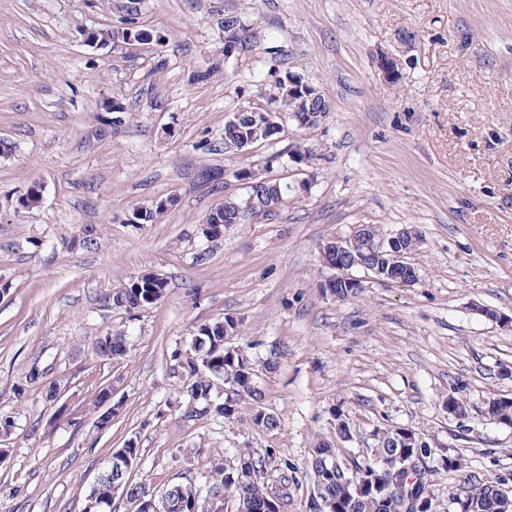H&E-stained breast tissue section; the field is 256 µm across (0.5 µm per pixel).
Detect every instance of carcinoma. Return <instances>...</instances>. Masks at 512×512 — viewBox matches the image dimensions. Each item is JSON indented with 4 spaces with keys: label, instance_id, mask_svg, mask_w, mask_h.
<instances>
[{
    "label": "carcinoma",
    "instance_id": "cac0c4a2",
    "mask_svg": "<svg viewBox=\"0 0 512 512\" xmlns=\"http://www.w3.org/2000/svg\"><path fill=\"white\" fill-rule=\"evenodd\" d=\"M255 129L252 113L230 118L224 124V138L247 141ZM224 174L255 183L254 191L264 199L289 194L288 186L267 180L260 172L245 169L224 170ZM242 201L230 198L210 211L206 220L223 227L240 218ZM166 210L157 206L141 209L132 215L137 224H155ZM166 285L156 280L151 271L140 274V291L127 293L116 288L102 298L103 305L133 312L154 304L165 296ZM239 330L226 315L197 328L184 351L172 354L177 369L186 383L187 397L183 416L193 418L198 412L237 420L241 396L250 397L257 410L251 414L252 428H274L277 419L261 413L263 393L257 385L256 362L230 342ZM97 354L119 360L127 354V338L122 333L101 336L96 343ZM400 428L391 427L378 433L375 448L366 456L339 454L335 444L321 439L312 448L309 471L313 481L315 507L323 512H425L434 506L431 476L443 470L462 472L458 492L450 500L459 512H512V498L499 497L497 487L505 479L484 480L469 469L463 455L432 445L415 433L404 442ZM294 464L279 457L277 450L266 448L258 453L239 448L231 464L217 461L211 464L204 481L173 483L157 488L149 483L130 480V470L112 474L97 489L104 512H114L113 485H121L125 499L131 503L140 498L156 496L166 500L168 512H183L191 506L193 512H210L208 501L217 494L230 500L237 512H259L261 505L275 495L281 506L290 500Z\"/></svg>",
    "mask_w": 512,
    "mask_h": 512
}]
</instances>
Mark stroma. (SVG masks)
Returning <instances> with one entry per match:
<instances>
[{
    "label": "stroma",
    "instance_id": "obj_1",
    "mask_svg": "<svg viewBox=\"0 0 512 512\" xmlns=\"http://www.w3.org/2000/svg\"><path fill=\"white\" fill-rule=\"evenodd\" d=\"M228 15L255 38L275 32L271 51L225 57ZM130 19L154 41L112 51L85 40ZM384 53L398 82L378 69ZM258 68L304 71L331 110L315 129L286 118L274 140L225 152L232 114L268 103ZM297 145L311 164L274 163ZM204 168L259 169L308 190L208 239L210 210L247 188L202 180ZM35 186L40 200L26 205ZM170 195L179 204L159 222L128 223ZM357 224L413 228L416 283L359 269L362 289L330 296L319 248ZM145 271L164 278V298L132 313L100 305ZM0 280V416L16 422L0 512H82L130 440L133 480L158 487L201 479L238 448L277 449L298 466L288 512H309L311 448L338 442L337 408L352 432L342 451L406 427L485 478L512 474V426L485 415L489 398H512L499 374L512 326L480 313L512 316V0H0ZM227 314L243 322L235 346L278 358L259 378L275 428L248 426L247 397L234 422L182 417L170 356ZM116 332L126 357H99L96 339ZM34 367L42 382L23 385ZM51 382L72 421L52 423ZM109 383L120 410L101 428L89 404ZM451 394L465 419L449 415Z\"/></svg>",
    "mask_w": 512,
    "mask_h": 512
}]
</instances>
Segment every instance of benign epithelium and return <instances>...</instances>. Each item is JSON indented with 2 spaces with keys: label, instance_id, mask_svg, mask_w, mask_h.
Returning <instances> with one entry per match:
<instances>
[{
  "label": "benign epithelium",
  "instance_id": "7a95c632",
  "mask_svg": "<svg viewBox=\"0 0 512 512\" xmlns=\"http://www.w3.org/2000/svg\"><path fill=\"white\" fill-rule=\"evenodd\" d=\"M286 93L281 98L283 108L295 102L297 106L289 114L299 127L308 126L320 120L322 115L313 111L314 101L321 96V91L305 74L297 71L284 73ZM248 111L259 116V130L264 140L269 141L279 133L281 125L276 121L279 111L267 105L250 107ZM416 236L415 231L404 227L387 238L378 236L371 225L358 224L350 234L338 236L321 247L322 264L333 271L325 282V288L333 297H338V288H363V281L352 275V270L362 268L371 272L381 282L410 285L417 279V272L409 257L410 247L404 245L408 239ZM130 467L126 454L114 453L97 475L104 479L112 475V471Z\"/></svg>",
  "mask_w": 512,
  "mask_h": 512
}]
</instances>
